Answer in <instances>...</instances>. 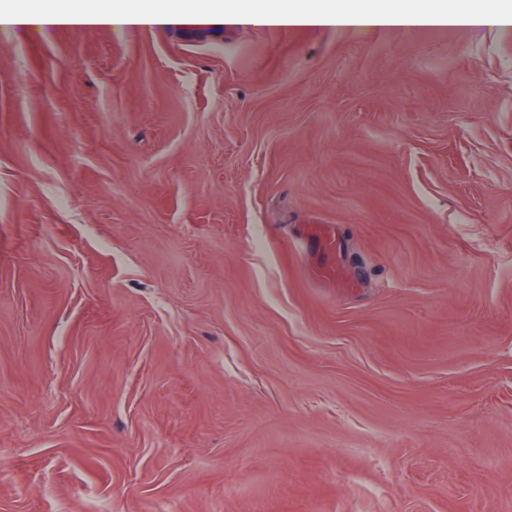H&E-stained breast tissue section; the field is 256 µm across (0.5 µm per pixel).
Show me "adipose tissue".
I'll return each instance as SVG.
<instances>
[{
    "label": "adipose tissue",
    "instance_id": "ef3b65f1",
    "mask_svg": "<svg viewBox=\"0 0 512 512\" xmlns=\"http://www.w3.org/2000/svg\"><path fill=\"white\" fill-rule=\"evenodd\" d=\"M212 27L266 29H436L496 25L512 27V8H476L470 0H85L79 7H0V27L44 33L102 25L116 31Z\"/></svg>",
    "mask_w": 512,
    "mask_h": 512
}]
</instances>
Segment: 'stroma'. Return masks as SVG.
<instances>
[{"mask_svg": "<svg viewBox=\"0 0 512 512\" xmlns=\"http://www.w3.org/2000/svg\"><path fill=\"white\" fill-rule=\"evenodd\" d=\"M0 512H512V30L0 29Z\"/></svg>", "mask_w": 512, "mask_h": 512, "instance_id": "stroma-1", "label": "stroma"}]
</instances>
